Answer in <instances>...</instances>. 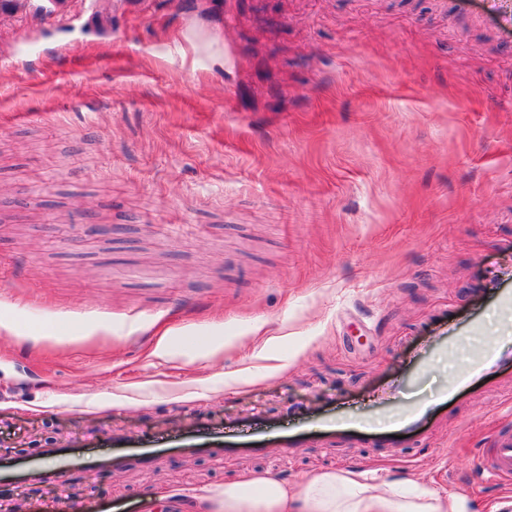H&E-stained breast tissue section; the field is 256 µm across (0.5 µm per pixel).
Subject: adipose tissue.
<instances>
[{
    "instance_id": "ef3b65f1",
    "label": "adipose tissue",
    "mask_w": 512,
    "mask_h": 512,
    "mask_svg": "<svg viewBox=\"0 0 512 512\" xmlns=\"http://www.w3.org/2000/svg\"><path fill=\"white\" fill-rule=\"evenodd\" d=\"M180 512H468L466 500L433 488L408 496L379 491L365 473L323 472L294 487L271 475H252L182 502Z\"/></svg>"
}]
</instances>
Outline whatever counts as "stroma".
I'll return each instance as SVG.
<instances>
[{"mask_svg":"<svg viewBox=\"0 0 512 512\" xmlns=\"http://www.w3.org/2000/svg\"><path fill=\"white\" fill-rule=\"evenodd\" d=\"M35 3L0 27V320L20 329L0 334V458L78 462L0 484V512L353 466L512 512L480 466L512 434V28L489 0ZM62 323L112 333L45 340ZM447 333L499 336V363L453 391L425 377L405 438L310 426L411 399ZM258 422L261 451L175 445ZM116 435L154 462L114 465ZM112 448H121L123 452L131 453L137 456L144 464L152 461L155 450L149 441L135 440L132 437H113Z\"/></svg>","mask_w":512,"mask_h":512,"instance_id":"stroma-1","label":"stroma"}]
</instances>
